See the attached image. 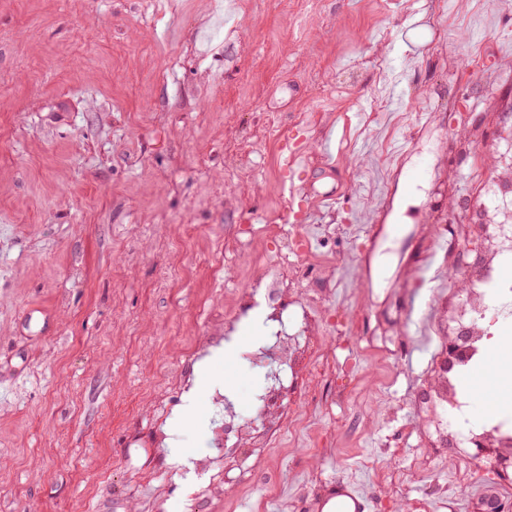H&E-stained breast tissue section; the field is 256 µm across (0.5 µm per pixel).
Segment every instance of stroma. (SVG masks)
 <instances>
[{
  "label": "stroma",
  "mask_w": 512,
  "mask_h": 512,
  "mask_svg": "<svg viewBox=\"0 0 512 512\" xmlns=\"http://www.w3.org/2000/svg\"><path fill=\"white\" fill-rule=\"evenodd\" d=\"M511 104L512 0H0V512H313L341 476L371 512L439 484L475 512L501 479L430 439L418 400L454 288L444 226L491 176ZM296 129L302 230L332 284L317 333L350 350L331 401L303 389L334 446L289 438L215 497L212 392L180 381L249 260L231 280L198 265L285 216ZM382 223L403 231L370 240ZM210 370L253 417L262 376L239 354Z\"/></svg>",
  "instance_id": "obj_1"
}]
</instances>
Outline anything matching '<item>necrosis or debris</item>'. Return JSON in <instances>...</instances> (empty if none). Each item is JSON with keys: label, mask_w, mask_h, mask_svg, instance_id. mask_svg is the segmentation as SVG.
<instances>
[{"label": "necrosis or debris", "mask_w": 512, "mask_h": 512, "mask_svg": "<svg viewBox=\"0 0 512 512\" xmlns=\"http://www.w3.org/2000/svg\"><path fill=\"white\" fill-rule=\"evenodd\" d=\"M466 219L481 246L457 250L461 260L455 270L466 290L449 306L446 319L449 334H465L469 340L447 384L431 399L442 409L445 435L458 447L488 441L512 455V425L498 416L473 419L470 399L456 383L458 374L482 361L490 340L512 319V278L506 274L512 267V182L487 179L481 205L469 209ZM268 237L278 260L263 251L253 253L245 288L235 293L222 328L210 337L214 343L231 341L237 323L256 306L264 307L267 334L247 353L252 366L267 371L266 382L253 397L254 419L242 415L232 390L215 391L211 400L212 409L224 412L216 441L224 449L225 464L234 470L282 452L286 433L300 423L289 391L301 375L302 358L319 349L317 337L306 335L301 323L311 319L323 298L302 282L306 275H322L324 262L296 227H271Z\"/></svg>", "instance_id": "1"}]
</instances>
